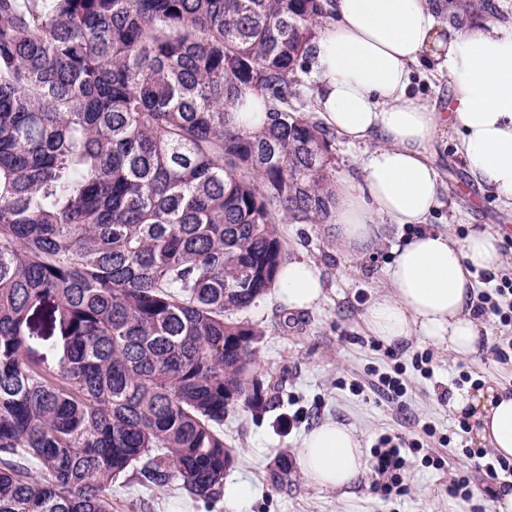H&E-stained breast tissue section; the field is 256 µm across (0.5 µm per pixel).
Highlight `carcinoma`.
Segmentation results:
<instances>
[{"label":"carcinoma","instance_id":"obj_1","mask_svg":"<svg viewBox=\"0 0 512 512\" xmlns=\"http://www.w3.org/2000/svg\"><path fill=\"white\" fill-rule=\"evenodd\" d=\"M329 2L0 0V512L224 487V416L268 404L236 315L277 221L329 223L334 133L289 101Z\"/></svg>","mask_w":512,"mask_h":512}]
</instances>
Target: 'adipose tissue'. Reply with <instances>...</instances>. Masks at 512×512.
Here are the masks:
<instances>
[{"label":"adipose tissue","instance_id":"1","mask_svg":"<svg viewBox=\"0 0 512 512\" xmlns=\"http://www.w3.org/2000/svg\"><path fill=\"white\" fill-rule=\"evenodd\" d=\"M332 16L314 40V104L349 145L366 149L360 180L336 185L332 231L347 255H362L387 226L415 232L384 271L385 292L364 310L374 336L390 345L447 343L460 358L477 352L486 330L473 307L474 272L502 262L499 239L457 238L428 228L443 182L434 144L448 131L477 187L512 209V24L473 27L468 12L440 15L441 0H332ZM446 71V110L409 95L419 66ZM289 310L313 308L325 282L313 262L288 259L275 278ZM448 407L466 417L496 455L512 458V390L488 385L452 392ZM297 464L327 491L349 488L366 470L356 430L328 419L303 438Z\"/></svg>","mask_w":512,"mask_h":512}]
</instances>
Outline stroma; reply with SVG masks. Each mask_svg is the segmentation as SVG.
Masks as SVG:
<instances>
[{"mask_svg": "<svg viewBox=\"0 0 512 512\" xmlns=\"http://www.w3.org/2000/svg\"><path fill=\"white\" fill-rule=\"evenodd\" d=\"M438 166L445 184L441 206L429 219L431 228L451 227L458 237L475 231L499 234L503 240L504 268L512 270V212L503 211L495 196L478 194L470 185L453 147L441 148ZM278 234L288 254L315 262L326 283V297L306 311H291L278 291H270L243 318L260 333L255 373L269 399L265 411L252 413L244 407L224 418V439L236 450L233 467L225 474L228 484L246 483V501L225 504L223 497L192 499L178 491L151 493L138 484L114 485L115 512H472L483 501L482 477H474L472 501L449 497L450 478L467 469L464 457L449 448L436 447L447 464L437 470L423 463L422 454L409 456L405 496L383 498L372 485V471H365L347 492H327L309 483L295 459L303 435L315 424L333 419L356 428L365 448H373L384 434L406 439L418 437L423 423L438 432L455 429L445 392L456 391L462 372L473 379L512 387V362L496 360L489 345L465 358L451 355L445 344L412 341L403 345L401 361L406 371V408L397 409L371 393L351 390L367 370L389 372L390 360L372 351L371 333L362 321L366 305L382 293L383 270L392 251L407 236L389 230L378 246L360 257L343 256L324 224L281 223ZM431 350L430 374L413 367L418 352ZM289 463L288 480L274 487L269 473L276 456Z\"/></svg>", "mask_w": 512, "mask_h": 512, "instance_id": "stroma-1", "label": "stroma"}]
</instances>
